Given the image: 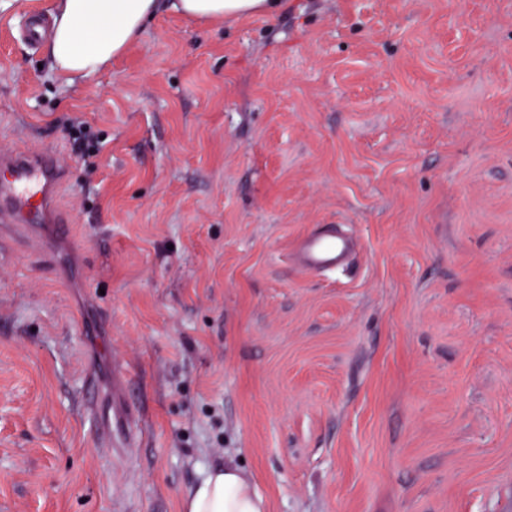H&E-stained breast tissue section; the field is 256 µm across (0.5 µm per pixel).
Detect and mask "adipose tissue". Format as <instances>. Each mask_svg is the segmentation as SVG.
Returning <instances> with one entry per match:
<instances>
[{"instance_id":"ef3b65f1","label":"adipose tissue","mask_w":512,"mask_h":512,"mask_svg":"<svg viewBox=\"0 0 512 512\" xmlns=\"http://www.w3.org/2000/svg\"><path fill=\"white\" fill-rule=\"evenodd\" d=\"M158 0H52L45 42L53 70L68 82L104 70L140 37ZM177 13L207 23L269 15L279 0H171ZM264 498L235 466L210 470L181 500V512H266Z\"/></svg>"}]
</instances>
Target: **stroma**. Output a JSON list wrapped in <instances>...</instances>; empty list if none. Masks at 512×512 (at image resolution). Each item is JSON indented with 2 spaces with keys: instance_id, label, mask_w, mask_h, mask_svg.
I'll return each mask as SVG.
<instances>
[{
  "instance_id": "1",
  "label": "stroma",
  "mask_w": 512,
  "mask_h": 512,
  "mask_svg": "<svg viewBox=\"0 0 512 512\" xmlns=\"http://www.w3.org/2000/svg\"><path fill=\"white\" fill-rule=\"evenodd\" d=\"M50 10L0 11V145L57 148L79 238L0 223V512H180L227 464L269 512H512V0L165 9L69 85ZM321 224L360 249L312 277ZM177 13L207 23L270 15L284 0H170ZM64 132L77 152L87 157L95 153L97 137L91 127L82 123H68L64 126ZM293 251L303 271L319 274L348 267L357 252V241L340 227L326 224L297 239ZM99 418V432L97 433L104 448H112V444L107 443L106 440L112 442L113 439L121 438L125 443L122 444L123 448H130L134 443L135 433L133 431V416L135 408L130 406L129 415L120 421H113L112 423L102 416L99 411L96 412V407L91 405Z\"/></svg>"
}]
</instances>
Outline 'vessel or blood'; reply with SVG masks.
I'll return each instance as SVG.
<instances>
[{
	"label": "vessel or blood",
	"mask_w": 512,
	"mask_h": 512,
	"mask_svg": "<svg viewBox=\"0 0 512 512\" xmlns=\"http://www.w3.org/2000/svg\"><path fill=\"white\" fill-rule=\"evenodd\" d=\"M66 181L54 148L19 151L0 148V223L50 225L56 238L70 239L74 232L70 213L54 203L57 188ZM357 252L356 239L333 224L317 227L294 244L298 266L309 274L336 271L349 266ZM100 440L122 439L133 444L132 418L109 421L100 418Z\"/></svg>",
	"instance_id": "obj_1"
}]
</instances>
